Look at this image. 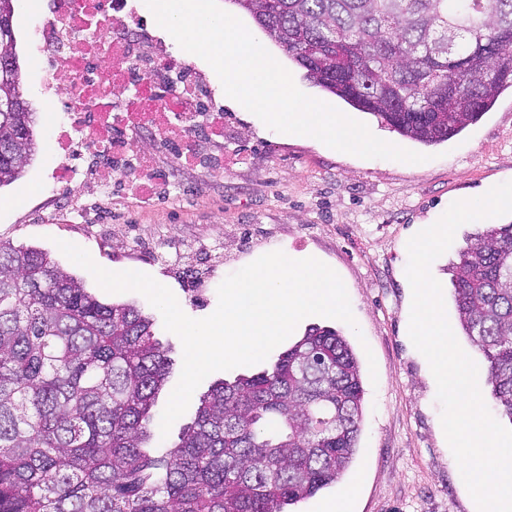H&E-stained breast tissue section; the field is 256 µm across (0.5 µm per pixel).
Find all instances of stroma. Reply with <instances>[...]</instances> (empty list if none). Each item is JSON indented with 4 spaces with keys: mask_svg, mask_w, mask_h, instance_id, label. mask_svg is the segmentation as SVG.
<instances>
[{
    "mask_svg": "<svg viewBox=\"0 0 512 512\" xmlns=\"http://www.w3.org/2000/svg\"><path fill=\"white\" fill-rule=\"evenodd\" d=\"M40 2H12L22 92L35 114L37 151L21 177L0 188V241L48 250L103 302L149 309L139 293L101 290L57 246L61 240L73 243L105 269L151 275L193 318L212 314L220 283L263 254L283 250L324 262L342 279L356 323L310 316L294 334L303 336L313 325L335 328L359 361L375 358L377 372L362 376L356 462L340 484L300 503L296 512H324L345 496L349 512H475L453 453L443 442L436 391L409 337L412 290L406 244L420 224L444 214L452 202L512 181V91L447 142L425 147L404 141L373 115L314 86L304 69L245 14L241 20L247 29L301 91L366 124L378 138L427 154V161L364 159L274 131L225 96L212 67L191 54L187 60L197 77L224 107L223 173L205 174L157 146L151 154L179 184L177 200L131 204L116 191L98 223L52 222L45 218L57 204L47 188L56 161L52 93L33 62L32 45ZM199 286L208 290L206 301L192 295Z\"/></svg>",
    "mask_w": 512,
    "mask_h": 512,
    "instance_id": "stroma-1",
    "label": "stroma"
}]
</instances>
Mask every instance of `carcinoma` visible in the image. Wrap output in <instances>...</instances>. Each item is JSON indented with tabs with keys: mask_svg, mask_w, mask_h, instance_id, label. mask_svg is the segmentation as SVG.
Masks as SVG:
<instances>
[{
	"mask_svg": "<svg viewBox=\"0 0 512 512\" xmlns=\"http://www.w3.org/2000/svg\"><path fill=\"white\" fill-rule=\"evenodd\" d=\"M317 87L404 139L448 141L512 88V0H229ZM0 99L22 97L18 57ZM0 187L33 155V113L0 112ZM459 325L512 421V224L451 266ZM171 359L153 318L101 302L51 255L0 243V512H292L343 478L364 388L338 330L311 326L269 367L214 385L151 449Z\"/></svg>",
	"mask_w": 512,
	"mask_h": 512,
	"instance_id": "1",
	"label": "carcinoma"
}]
</instances>
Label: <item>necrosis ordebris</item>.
I'll list each match as a JSON object with an SVG mask.
<instances>
[{"mask_svg":"<svg viewBox=\"0 0 512 512\" xmlns=\"http://www.w3.org/2000/svg\"><path fill=\"white\" fill-rule=\"evenodd\" d=\"M114 7V0H46L43 6L33 61L61 114L54 183L80 189L85 151L101 152L110 160L101 192L111 194L117 183L141 176L148 148L164 142L179 154L198 150L202 172L223 170V154L198 147L212 93L194 91L179 67L169 72L165 95L146 100L150 55L133 41L135 17L116 19Z\"/></svg>","mask_w":512,"mask_h":512,"instance_id":"1","label":"necrosis or debris"}]
</instances>
